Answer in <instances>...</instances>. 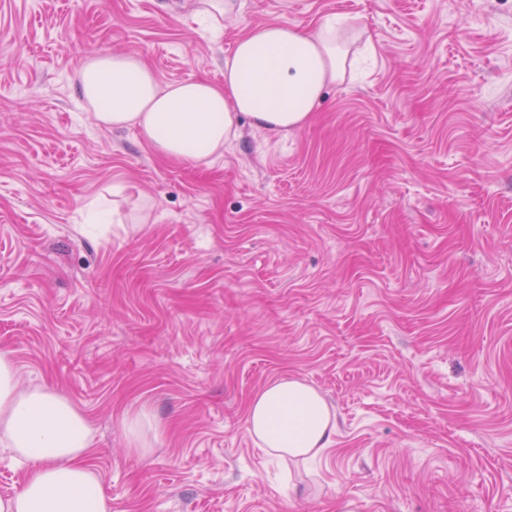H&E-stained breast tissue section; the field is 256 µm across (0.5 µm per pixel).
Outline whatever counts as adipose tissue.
<instances>
[{
    "label": "adipose tissue",
    "instance_id": "1",
    "mask_svg": "<svg viewBox=\"0 0 512 512\" xmlns=\"http://www.w3.org/2000/svg\"><path fill=\"white\" fill-rule=\"evenodd\" d=\"M333 21L308 32L287 23L248 29L224 58V81L159 85L133 53H93L80 72L82 98L98 124L137 129L159 155L185 162L221 156L241 120L270 135L308 124L325 90L345 75L346 54ZM249 429L259 448L308 461L328 448L336 417L313 387L271 381L250 401ZM92 424L47 387H20L9 352L0 351V449L28 471L0 512H112L90 464Z\"/></svg>",
    "mask_w": 512,
    "mask_h": 512
}]
</instances>
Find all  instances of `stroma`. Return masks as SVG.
<instances>
[{"label": "stroma", "instance_id": "obj_1", "mask_svg": "<svg viewBox=\"0 0 512 512\" xmlns=\"http://www.w3.org/2000/svg\"><path fill=\"white\" fill-rule=\"evenodd\" d=\"M0 0V350L94 429L112 512H512V0ZM343 15L307 126L178 162L87 112L93 51L220 82L239 35ZM337 419L269 456L270 381ZM160 427L129 453L125 415ZM237 0H199L200 6L196 16L208 23L212 28L221 27V18L231 17L236 11ZM249 429L259 448L281 459L306 462L328 448L336 415L313 387L294 377L271 381L250 401Z\"/></svg>", "mask_w": 512, "mask_h": 512}]
</instances>
